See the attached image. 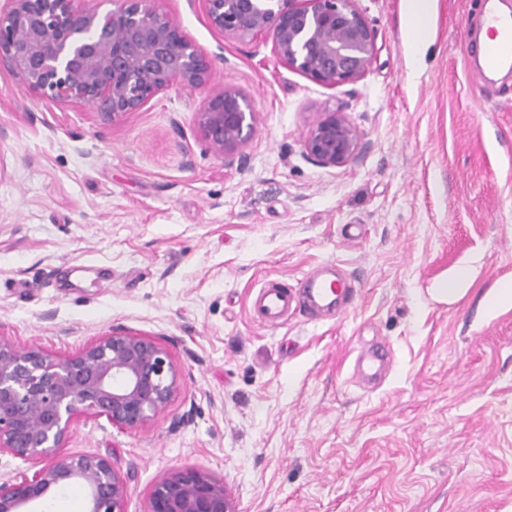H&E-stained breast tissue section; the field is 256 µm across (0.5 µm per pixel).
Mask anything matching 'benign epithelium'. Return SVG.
Returning <instances> with one entry per match:
<instances>
[{
  "label": "benign epithelium",
  "mask_w": 512,
  "mask_h": 512,
  "mask_svg": "<svg viewBox=\"0 0 512 512\" xmlns=\"http://www.w3.org/2000/svg\"><path fill=\"white\" fill-rule=\"evenodd\" d=\"M87 0H0V67L40 98L99 109L114 123L174 85L201 94L203 142L227 166L243 159L256 113L232 86L214 85L211 63L161 0H113L101 14ZM210 26L228 40L267 35L288 69L336 87L366 74L376 33L358 0H202ZM323 167L347 165L359 138L343 112H323L303 140ZM180 374L163 345L113 329L79 354L20 350L0 338V454L38 466L19 482L0 481V512H29L51 490L78 484L85 512H126L127 485L102 456H64L71 423L104 417L139 428L168 406ZM148 512H236L224 480L194 466L163 473Z\"/></svg>",
  "instance_id": "1"
}]
</instances>
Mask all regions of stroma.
<instances>
[{
    "mask_svg": "<svg viewBox=\"0 0 512 512\" xmlns=\"http://www.w3.org/2000/svg\"><path fill=\"white\" fill-rule=\"evenodd\" d=\"M164 5L252 105L242 164L206 149L193 90L105 124L0 70V337L65 357L118 328L180 370L146 426L77 419L64 454L109 457L126 512L185 466L238 512H512V307L487 303L512 285V74L471 68L477 0H435L420 56L405 0H360L379 51L336 88L269 37L224 39L201 0ZM333 111L360 152L326 168L302 141ZM327 261L355 286L344 316L250 319L264 279L297 292ZM377 344L390 369L367 387L353 365Z\"/></svg>",
    "mask_w": 512,
    "mask_h": 512,
    "instance_id": "35a3bbf8",
    "label": "stroma"
}]
</instances>
